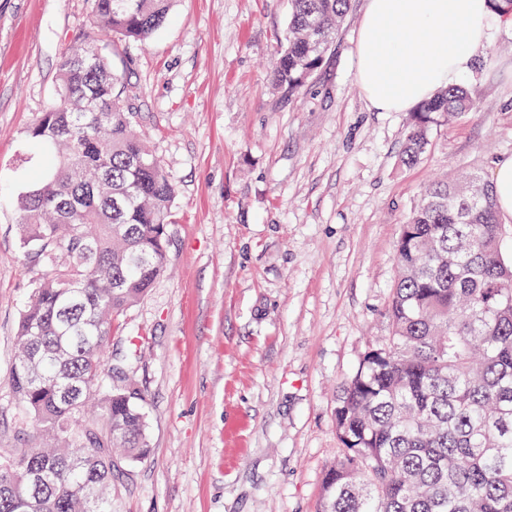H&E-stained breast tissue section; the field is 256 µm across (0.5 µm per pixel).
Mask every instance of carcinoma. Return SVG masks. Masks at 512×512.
<instances>
[{
  "mask_svg": "<svg viewBox=\"0 0 512 512\" xmlns=\"http://www.w3.org/2000/svg\"><path fill=\"white\" fill-rule=\"evenodd\" d=\"M171 2L90 0L95 30L61 54L56 99L29 130L45 156L19 193V228L47 273L22 315L9 382L40 431L35 452L0 460V512H112V448L129 462L149 453L128 369L102 378L112 319L163 269L175 188L132 133L98 35L145 43ZM290 2L271 76L293 93L321 68L350 0ZM473 109L460 86L421 104L404 162L421 159L432 126ZM395 259L390 336L336 394L342 455L325 471L321 512H512V253L480 171L427 185Z\"/></svg>",
  "mask_w": 512,
  "mask_h": 512,
  "instance_id": "1",
  "label": "carcinoma"
}]
</instances>
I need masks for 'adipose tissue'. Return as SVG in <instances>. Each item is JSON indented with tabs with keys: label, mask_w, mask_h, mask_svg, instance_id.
I'll return each instance as SVG.
<instances>
[{
	"label": "adipose tissue",
	"mask_w": 512,
	"mask_h": 512,
	"mask_svg": "<svg viewBox=\"0 0 512 512\" xmlns=\"http://www.w3.org/2000/svg\"><path fill=\"white\" fill-rule=\"evenodd\" d=\"M497 19L488 0H368L355 79L374 111H408L470 72Z\"/></svg>",
	"instance_id": "ef3b65f1"
}]
</instances>
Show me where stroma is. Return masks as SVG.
Returning a JSON list of instances; mask_svg holds the SVG:
<instances>
[{
	"label": "stroma",
	"instance_id": "obj_1",
	"mask_svg": "<svg viewBox=\"0 0 512 512\" xmlns=\"http://www.w3.org/2000/svg\"><path fill=\"white\" fill-rule=\"evenodd\" d=\"M367 0H352L313 82L273 89L288 0H176L141 43H103L136 128L176 194L164 273L114 323L135 354L148 456L117 461L112 512H320L341 453L337 387L389 335L401 224L436 178L491 176L512 157V23H494L463 85L476 110L402 158L412 112H376L357 84ZM92 23L88 0H0V455L38 423L8 375L46 269L24 248L17 197L41 169L27 136L57 65Z\"/></svg>",
	"mask_w": 512,
	"mask_h": 512
}]
</instances>
